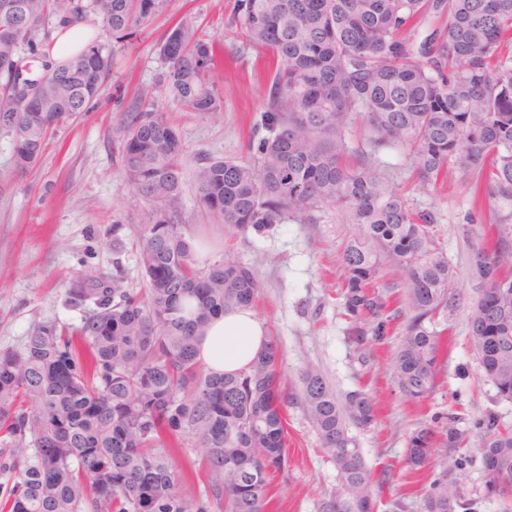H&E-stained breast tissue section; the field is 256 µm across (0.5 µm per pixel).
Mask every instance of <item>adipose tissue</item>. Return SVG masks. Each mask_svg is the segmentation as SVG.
Masks as SVG:
<instances>
[{
  "instance_id": "obj_1",
  "label": "adipose tissue",
  "mask_w": 512,
  "mask_h": 512,
  "mask_svg": "<svg viewBox=\"0 0 512 512\" xmlns=\"http://www.w3.org/2000/svg\"><path fill=\"white\" fill-rule=\"evenodd\" d=\"M91 28L83 21L52 34L49 56L60 62L80 55L91 41ZM266 340L262 322L251 308L224 312L209 322L197 347V357L210 372L220 375L246 369Z\"/></svg>"
}]
</instances>
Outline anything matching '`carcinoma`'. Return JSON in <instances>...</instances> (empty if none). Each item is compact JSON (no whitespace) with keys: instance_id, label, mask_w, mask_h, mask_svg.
Listing matches in <instances>:
<instances>
[{"instance_id":"cac0c4a2","label":"carcinoma","mask_w":512,"mask_h":512,"mask_svg":"<svg viewBox=\"0 0 512 512\" xmlns=\"http://www.w3.org/2000/svg\"><path fill=\"white\" fill-rule=\"evenodd\" d=\"M28 22L0 11V66L17 50L42 61V79L21 98L0 87V130L13 163L27 170L49 133L84 112L112 70V44L96 40L58 64L44 51L51 33L97 19L122 41L149 23L166 0H22ZM434 26L417 42V26ZM232 24L268 50L258 165L208 159L196 173L201 209L220 224L262 234L287 220L336 211L358 233L342 251V315L358 358L368 359L410 313L391 372L416 401L435 388L442 331L434 318L454 309L456 272L438 241L435 215L413 212L381 170L379 154L401 150L423 188L450 170L475 175L473 205H492V222L474 244L468 273L475 292L470 344L495 399L512 402V0H239ZM163 86L202 118L222 110L212 76L213 44L192 22L161 45ZM142 87L113 130L121 174L150 208L138 260L147 288L135 294L121 273L88 274L67 292L85 309L72 329L33 328L19 350L0 351V512H268L269 483L288 468L286 408L302 402L322 451L339 476L320 512H374L376 481L351 429L366 431L378 407L366 391L338 397L312 365L298 392L281 383L282 348L270 335L243 371L217 377L197 359L209 320L252 307L258 274L233 258L197 271L181 231L184 145ZM399 269L401 282L381 281ZM450 413L411 432L406 464L440 467L424 512L464 508L436 447H459L467 433L487 499L512 502V429L487 410L459 428ZM202 449L209 496L177 490L170 448Z\"/></svg>"}]
</instances>
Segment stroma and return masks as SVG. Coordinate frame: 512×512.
Masks as SVG:
<instances>
[{
    "instance_id": "obj_1",
    "label": "stroma",
    "mask_w": 512,
    "mask_h": 512,
    "mask_svg": "<svg viewBox=\"0 0 512 512\" xmlns=\"http://www.w3.org/2000/svg\"><path fill=\"white\" fill-rule=\"evenodd\" d=\"M237 0H167L165 9L134 36L116 44L114 65L101 95L87 111L57 126L33 165L17 171L12 141L0 132V350L21 348L33 327L53 322L78 325L81 313L69 306L67 290L89 272L121 269L127 288L143 293L146 281L138 264L137 241L150 221L148 205L124 183L112 143L116 127L139 87L160 86L167 68L159 47L182 20L194 21L198 36L218 47L215 81L224 97L215 117L198 118L168 94L157 102L184 143L182 230L202 244L195 258L200 272L232 256L253 267L263 288L253 310L267 333L279 336L283 380L299 385L306 365L319 366L343 394L369 392L379 406L377 423L357 439L365 462L381 481L376 512H423L432 471L413 473L404 464L410 433L435 417L454 413L469 428L478 412L494 411L512 427V402H499L486 381L468 340L467 317L474 292L467 257L473 238L491 218L475 212L472 181L459 172L423 188L414 180L404 155L382 154L395 184L416 211L437 216L438 237L456 272V308L440 318L443 350L437 384L423 401L402 397L391 377V362L402 339L395 328L376 356L360 361L345 336V320L336 294L341 283L340 253L357 232L340 224L331 211L310 223L289 220L262 234L241 233L212 223L195 199V173L208 158L257 163V145L266 137L264 110L271 79L267 50L230 31ZM470 225L463 237L462 225ZM287 472L270 487V512H320L321 501L335 491L338 474L322 451L302 404L288 408ZM202 454L193 447L175 452L173 462L184 478L180 494L205 497L208 478Z\"/></svg>"
}]
</instances>
